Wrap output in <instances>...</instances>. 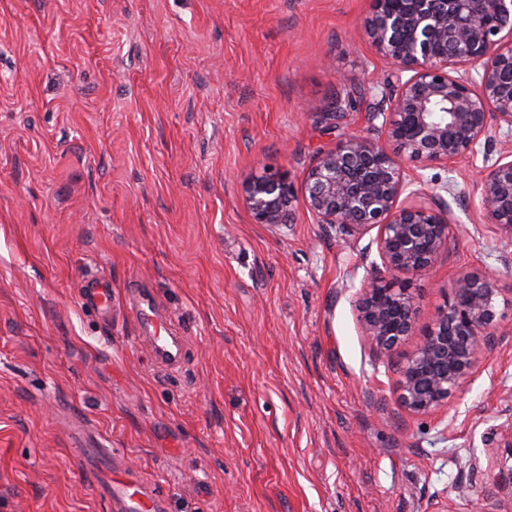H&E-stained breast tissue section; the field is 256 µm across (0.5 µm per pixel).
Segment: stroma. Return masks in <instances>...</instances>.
Here are the masks:
<instances>
[{"label":"stroma","mask_w":512,"mask_h":512,"mask_svg":"<svg viewBox=\"0 0 512 512\" xmlns=\"http://www.w3.org/2000/svg\"><path fill=\"white\" fill-rule=\"evenodd\" d=\"M373 0H0V512H111L81 432L168 512H512L490 426L512 422V239L477 171L512 132L409 165L454 237L411 286L428 328L464 272L498 290L500 340L416 415L356 310L372 234L316 223L300 189L345 137L377 138L398 73L368 44ZM353 109L327 120L336 98ZM287 175L295 220L253 223L243 181ZM111 278V318L82 305ZM187 341L158 364L130 290Z\"/></svg>","instance_id":"obj_1"}]
</instances>
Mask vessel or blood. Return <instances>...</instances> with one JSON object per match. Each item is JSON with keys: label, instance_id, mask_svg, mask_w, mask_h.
<instances>
[{"label": "vessel or blood", "instance_id": "obj_1", "mask_svg": "<svg viewBox=\"0 0 512 512\" xmlns=\"http://www.w3.org/2000/svg\"><path fill=\"white\" fill-rule=\"evenodd\" d=\"M134 296L131 310L137 329L151 335L153 350L160 360L171 365L178 364L180 354L173 350L164 333L165 327L158 317L150 290L142 286L135 287ZM80 299L100 314L108 316L112 313V289L99 277H85ZM104 454L101 448H83L79 451L83 465L92 474L97 489L116 503L119 512H166L165 500L155 487L137 483L134 477L102 468Z\"/></svg>", "mask_w": 512, "mask_h": 512}]
</instances>
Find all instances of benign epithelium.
<instances>
[{
    "instance_id": "benign-epithelium-1",
    "label": "benign epithelium",
    "mask_w": 512,
    "mask_h": 512,
    "mask_svg": "<svg viewBox=\"0 0 512 512\" xmlns=\"http://www.w3.org/2000/svg\"><path fill=\"white\" fill-rule=\"evenodd\" d=\"M365 31L374 52L409 74L382 96L377 140L350 134L308 169L307 211L345 235L378 229L381 265L363 281L356 301L362 335L389 354L419 330L410 277L427 271L448 247V203L403 198L409 163L449 165L470 154L491 127L512 128V0H374ZM478 209L512 238V152L481 172ZM244 201L256 224L291 223L293 187L280 173L252 174ZM497 288L466 272L450 286L448 305L415 342L400 370L399 402L417 414L448 405L495 341ZM485 445L512 449V425H494Z\"/></svg>"
}]
</instances>
